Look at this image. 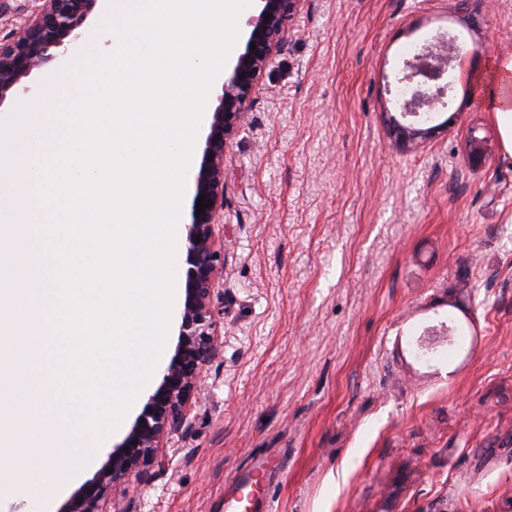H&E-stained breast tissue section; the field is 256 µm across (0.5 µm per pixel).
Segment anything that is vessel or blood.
<instances>
[{
    "label": "vessel or blood",
    "mask_w": 512,
    "mask_h": 512,
    "mask_svg": "<svg viewBox=\"0 0 512 512\" xmlns=\"http://www.w3.org/2000/svg\"><path fill=\"white\" fill-rule=\"evenodd\" d=\"M279 469L268 456H256L238 469L224 487V512H271L267 487Z\"/></svg>",
    "instance_id": "b4317fda"
}]
</instances>
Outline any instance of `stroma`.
Returning a JSON list of instances; mask_svg holds the SVG:
<instances>
[{"label": "stroma", "mask_w": 512, "mask_h": 512, "mask_svg": "<svg viewBox=\"0 0 512 512\" xmlns=\"http://www.w3.org/2000/svg\"><path fill=\"white\" fill-rule=\"evenodd\" d=\"M446 30L468 75L396 146L395 75ZM509 58L512 0H302L226 147L222 347L136 512H224L265 454L272 512H512V157L487 105ZM443 322L468 343L417 360ZM0 391L1 422L36 410L22 354Z\"/></svg>", "instance_id": "obj_1"}]
</instances>
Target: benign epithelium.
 Here are the masks:
<instances>
[{"label": "benign epithelium", "instance_id": "1", "mask_svg": "<svg viewBox=\"0 0 512 512\" xmlns=\"http://www.w3.org/2000/svg\"><path fill=\"white\" fill-rule=\"evenodd\" d=\"M97 2L42 0L32 10L24 34L0 42V105L17 91L35 92L23 84L32 71L65 62L83 36L84 25ZM258 2V12L248 22L243 50L224 67L204 160L196 176L190 223L185 225L188 268L174 353L159 370L156 387L128 431L112 446L101 469L63 503L59 512H133L131 503L120 504V498L126 497V485L131 476L138 477L164 464L163 450L186 423L203 369L220 350V312L213 306V296L224 269V250L217 246L215 227L224 215L225 148L245 122L252 95L281 51L289 23L302 0ZM446 43L441 35L438 43H426L404 60L397 77L402 92L409 94L402 103V117L449 106L454 76L448 73L450 59L438 52V46ZM395 128L404 140L422 138L434 131L432 127L399 122ZM202 195L210 207L199 215L197 201Z\"/></svg>", "mask_w": 512, "mask_h": 512}]
</instances>
